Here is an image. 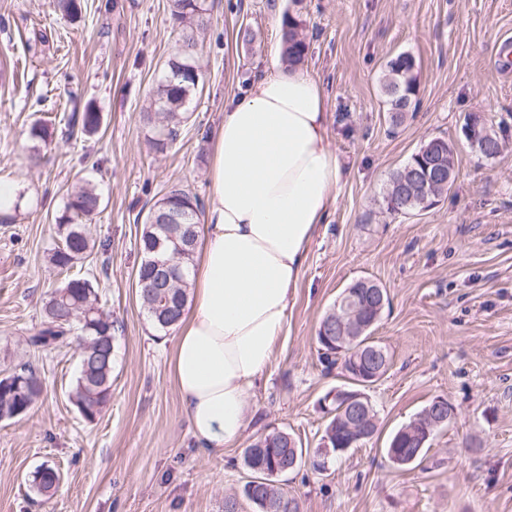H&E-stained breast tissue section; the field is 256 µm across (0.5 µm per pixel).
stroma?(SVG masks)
<instances>
[{
	"mask_svg": "<svg viewBox=\"0 0 512 512\" xmlns=\"http://www.w3.org/2000/svg\"><path fill=\"white\" fill-rule=\"evenodd\" d=\"M83 2L72 19L53 0H0V181L20 187L12 222L0 223V376L29 362L43 379L36 405L0 421V512H224L230 496L238 512H256L242 496L243 452L274 429L319 445L323 400L344 379L324 374L316 330L358 278L390 298L373 337L391 367L367 391L379 432L327 472L305 465L281 484L301 512H512V64L498 56L512 38V0H205L210 22L195 56L203 80L162 153L150 147L142 110L177 47L169 0ZM288 9L313 34L303 69L325 88L345 177L241 438L204 451L169 370L172 334L156 330L138 301V240L171 184L209 202L224 103L268 71L275 18ZM401 52L416 61L418 92L393 130L380 79ZM88 106L101 117L99 133L61 137L68 115ZM470 116L504 140L497 157H480L465 140ZM37 121L53 130L51 142L29 139ZM434 136L456 145L448 195L414 216L385 213L390 174ZM84 178L102 196L86 231L106 247L102 300L120 324L112 399L92 422L70 399L76 342L50 352L29 343L57 283L55 219ZM438 396L454 408L448 426L421 462L389 463V435ZM44 463L63 474L48 501L29 483Z\"/></svg>",
	"mask_w": 512,
	"mask_h": 512,
	"instance_id": "1",
	"label": "stroma"
}]
</instances>
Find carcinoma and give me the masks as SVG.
Segmentation results:
<instances>
[{"mask_svg": "<svg viewBox=\"0 0 512 512\" xmlns=\"http://www.w3.org/2000/svg\"><path fill=\"white\" fill-rule=\"evenodd\" d=\"M170 19L181 33V44L168 62V72L156 88L153 100L146 109V121L153 129L150 138L152 147L163 152L179 136V126L186 119V106L196 95L201 75L191 73L195 43V32L204 29L208 23L207 9L203 0H170ZM283 54L286 61L303 64L310 49L304 21L290 11L283 14ZM415 59L408 53H399L385 64L382 90L386 99L387 121L392 127L401 125L406 114L414 111L416 95ZM100 128V115L92 108L73 112L67 117L62 135L72 136L78 129L91 136ZM462 133L470 147L481 157L490 159L498 156L503 148L502 141L476 118L467 122ZM455 145L444 137H433L424 142L411 154L404 165L390 174L382 196V209L391 215H412L428 210L448 195L452 185L440 178V174L455 170ZM170 208L175 209L187 202L194 205L191 215V238L189 245H177L168 238L169 226L153 224L149 231L141 233L139 249L143 259L151 257L150 250L157 249L156 256L170 258L179 271L175 282L168 288L154 287V272L145 264L136 271L137 296L141 307L159 328L167 329L176 325L187 306L189 283L188 265L193 262L198 247L200 226L199 213L202 203L198 196L181 184H173L167 191ZM101 206V195L93 181L72 192L65 203L63 212L56 218L57 244L50 254V262L63 275L60 284L49 294L44 303V320L36 334L30 337V345L36 349L54 350L69 339L76 321L69 319L71 313L83 314L91 310L96 313L80 324L81 336L77 337L79 347V372L71 394V400L82 417L93 421L100 415L112 397V363L110 355L114 332L118 323L111 312L100 303V279L93 270L72 273V269L83 265L93 254L94 246L85 231V223L91 220ZM336 335V306H331L321 318L317 333L318 359L323 369L330 373L340 368L348 380L355 373L366 369L359 354L358 346L346 347L338 353L336 347L324 343L323 337ZM22 384H16V380ZM43 383L37 370L29 363L21 365L12 373L0 377V420L14 418L19 408L31 409L40 399ZM332 416L324 430L329 438L330 457L338 459L344 449L338 444L355 439L349 430L348 412L337 404L331 408ZM423 427L410 421L396 430L389 441H399V449L410 455L418 450ZM292 434L283 430H272L259 437L244 451V464L253 471L258 482L245 485L244 496L257 507V512H278L277 505L288 498V512H301L300 500L288 494L276 477L254 467L266 468L294 456L302 448L289 447ZM31 486L37 493L51 497L61 483L60 471L43 464L31 474Z\"/></svg>", "mask_w": 512, "mask_h": 512, "instance_id": "cac0c4a2", "label": "carcinoma"}]
</instances>
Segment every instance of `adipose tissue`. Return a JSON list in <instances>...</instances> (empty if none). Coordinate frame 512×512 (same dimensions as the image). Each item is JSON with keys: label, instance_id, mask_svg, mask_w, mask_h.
<instances>
[{"label": "adipose tissue", "instance_id": "1", "mask_svg": "<svg viewBox=\"0 0 512 512\" xmlns=\"http://www.w3.org/2000/svg\"><path fill=\"white\" fill-rule=\"evenodd\" d=\"M322 85L274 53L248 96L224 105L189 312L169 366L203 450L237 443L249 396L287 336L307 252L343 168Z\"/></svg>", "mask_w": 512, "mask_h": 512}]
</instances>
